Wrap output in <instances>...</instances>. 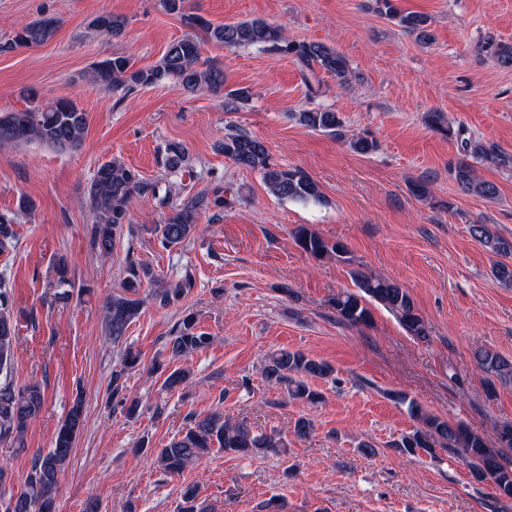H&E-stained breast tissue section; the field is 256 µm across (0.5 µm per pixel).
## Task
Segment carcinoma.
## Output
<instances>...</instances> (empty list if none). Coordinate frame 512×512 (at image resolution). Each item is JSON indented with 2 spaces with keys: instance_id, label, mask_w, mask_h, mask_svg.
Returning a JSON list of instances; mask_svg holds the SVG:
<instances>
[{
  "instance_id": "carcinoma-1",
  "label": "carcinoma",
  "mask_w": 512,
  "mask_h": 512,
  "mask_svg": "<svg viewBox=\"0 0 512 512\" xmlns=\"http://www.w3.org/2000/svg\"><path fill=\"white\" fill-rule=\"evenodd\" d=\"M377 12L397 23L421 39L429 37V17L422 13L398 10L396 0H375ZM186 0H162V7L170 14L179 16L187 26L198 28L208 40L227 49L257 47L291 56L302 72L313 74L321 70L346 86L355 77L347 58L336 49L319 42L288 39L284 31L266 20L252 19L235 23L214 24L185 9ZM127 26L121 15H99L90 23L91 29L104 37L119 39ZM57 32V20L45 17L22 23L14 36L0 40V54L9 53L18 47L40 46L51 40ZM486 56L503 67H512V44L488 41L482 46ZM89 82L122 101L130 92L143 87L160 85L173 80L188 92L224 93L226 103L244 104L251 98L246 87L224 90L223 69L200 62V41L194 35L170 43L161 60L150 67H135L131 57L113 55L91 65L87 72ZM38 93L29 91V105L21 110L0 112V148H10L31 142H40L57 150H72L81 146L87 127V113L77 108L70 99L60 98L47 104L37 102ZM298 122L312 130L322 132L348 144L349 149L360 155H368L377 149L376 140L369 134L347 135L340 113L329 108H311L298 113ZM439 112L425 116L426 125L446 135H452L460 143L461 158L448 164L461 188L472 195L492 198L497 186L476 175L468 159H480L512 168V155L467 136L466 128L460 126L453 131L442 124ZM224 156L243 169L259 172L269 191L275 196L302 203L319 202L322 192L319 184L299 168H284L271 161L268 149L260 138L246 133L224 138L221 143ZM164 164L168 174H178L187 164V154L179 142H170L164 148ZM159 183L143 180L138 171L119 159H112L99 166L91 182L86 206L91 227L90 240L93 249L105 259L112 255L123 228L130 223L128 201L138 192L159 199V204L168 209L159 224L151 232L164 247L183 244L195 234L197 221L203 207L212 203L223 207L230 204L227 199L213 200L197 195L186 201L175 203L169 194L159 196ZM471 234L489 252L503 257L494 267L495 277L504 284L512 283V240L491 233L484 224H473ZM296 244L315 259L334 256L348 260L347 248L341 242L329 243L306 226L293 233ZM511 262H506V259ZM56 284L59 292L56 300L66 302L72 295V282L67 277L66 266L58 262ZM356 290H345L336 294L332 306L338 318L351 326H364L371 322V305L378 304L393 313L405 332L413 338L426 342L428 326L417 312L415 302L408 289L381 275L351 271ZM150 270L134 261H129L122 290L112 295L104 307V317L113 342L123 339L131 322L138 315L142 299L139 290ZM192 288L189 278L164 288H158L153 298L161 307L175 305ZM15 325L11 316L10 290L0 286V440L11 439L24 446L23 434L30 421L41 412L45 397L36 385L19 387L12 378L13 344ZM210 337L197 330L195 319L187 315L179 323L174 336L169 339L168 352L173 360L184 358L207 347ZM474 359L478 368L486 375L485 393L491 397L496 393L495 381L512 383V360L498 353L480 349ZM140 362V354L125 350L122 368L112 374V396L119 397L124 389L120 383L125 372ZM333 368L324 361L313 359L300 351L276 350L267 357L263 368L265 381L273 386H282L288 395L311 405L319 403L321 394L311 390L305 378H326ZM189 378L186 369H174L165 378L166 390L174 391ZM408 402V412L420 422V426L401 437L393 448L402 454L415 455L422 451L430 458H437V449H447L460 454L472 477L478 482H490L495 496L512 499V464H502L489 447L485 437L464 424H452L438 416L425 413L415 402ZM84 403L76 396L63 422L58 428L53 446L48 452L35 455L26 478V489L5 503L4 512H57L56 495L61 470L69 458L76 438L84 427ZM224 449V454L247 456L285 447L282 437L256 434L243 423H232L221 414L213 413L202 419L191 421L185 433L172 439L157 452L161 469L169 474H179L199 462L214 447Z\"/></svg>"
}]
</instances>
